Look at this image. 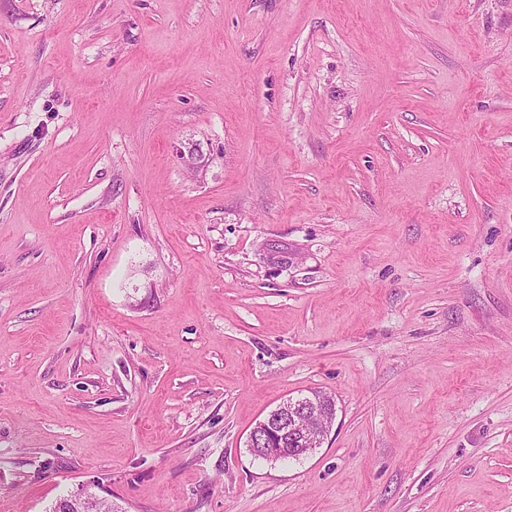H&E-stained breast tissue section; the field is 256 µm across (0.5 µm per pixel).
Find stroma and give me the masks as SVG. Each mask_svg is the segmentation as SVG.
Returning <instances> with one entry per match:
<instances>
[{
	"label": "stroma",
	"mask_w": 512,
	"mask_h": 512,
	"mask_svg": "<svg viewBox=\"0 0 512 512\" xmlns=\"http://www.w3.org/2000/svg\"><path fill=\"white\" fill-rule=\"evenodd\" d=\"M67 495L512 512V0H0V512ZM303 399L296 400L298 406L292 408L287 404L260 421L250 432L248 447L255 448L256 443L268 442L272 445L271 448H267L270 454L279 455L294 451L298 456L320 447L329 432L330 417L336 413L335 403L331 409L323 411L312 405L307 398ZM300 415L304 416L305 421L300 429H296L293 422ZM288 446L299 448H286ZM252 454L261 459H270V456L259 448L253 449Z\"/></svg>",
	"instance_id": "obj_1"
}]
</instances>
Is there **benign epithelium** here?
Returning a JSON list of instances; mask_svg holds the SVG:
<instances>
[{"instance_id": "1", "label": "benign epithelium", "mask_w": 512, "mask_h": 512, "mask_svg": "<svg viewBox=\"0 0 512 512\" xmlns=\"http://www.w3.org/2000/svg\"><path fill=\"white\" fill-rule=\"evenodd\" d=\"M336 408L327 411L310 403V400L296 401V407L283 406L267 415L250 432L249 447L257 443L271 445L269 452L279 455L294 447V452L305 455L320 447L330 428V417Z\"/></svg>"}]
</instances>
